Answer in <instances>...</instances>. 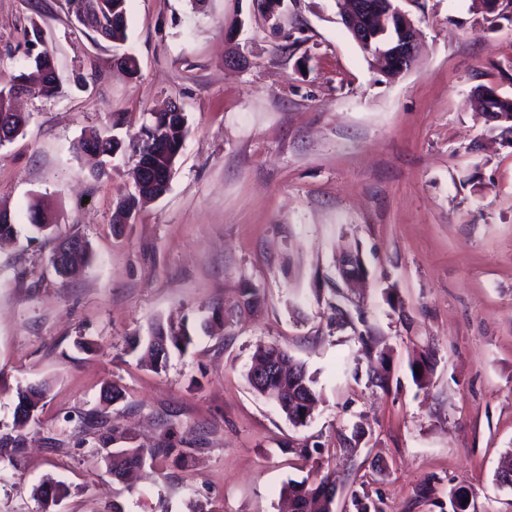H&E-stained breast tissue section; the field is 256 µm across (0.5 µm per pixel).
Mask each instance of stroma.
I'll return each mask as SVG.
<instances>
[{"label":"stroma","mask_w":512,"mask_h":512,"mask_svg":"<svg viewBox=\"0 0 512 512\" xmlns=\"http://www.w3.org/2000/svg\"><path fill=\"white\" fill-rule=\"evenodd\" d=\"M63 5L0 0V73L31 72L36 24L60 81L18 99L29 122L0 146L16 228L0 242V434L26 448L0 464V512H41L49 479L69 487L53 512H280L311 468L297 448L334 469L336 512H356L355 494L374 512H452L461 487L467 512H512L496 480L512 450V145L471 105L480 86L512 98V6L489 21L474 0H406L423 50L391 79L334 0L272 15L262 0H127L121 46L74 30ZM127 52L131 77L115 65ZM172 102L186 132L169 188L113 223L136 159L98 176L75 146L92 129L130 141ZM35 207L49 229L30 223ZM72 236L89 258L63 276L51 258ZM346 250L363 287L338 272ZM157 325L192 337L160 371L132 349ZM367 341L388 356L386 386L368 376ZM260 344L314 376L306 425L249 386ZM423 355L424 389L410 369ZM29 383L46 391L21 423ZM106 430L118 448L189 455L127 484L97 444Z\"/></svg>","instance_id":"obj_1"}]
</instances>
